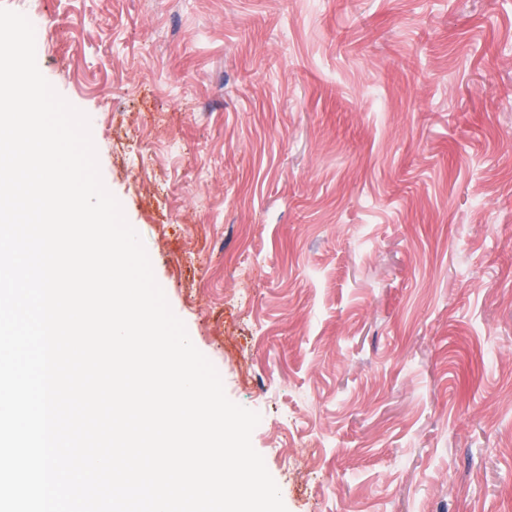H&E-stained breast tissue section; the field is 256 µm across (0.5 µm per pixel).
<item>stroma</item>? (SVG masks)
Returning <instances> with one entry per match:
<instances>
[{
	"label": "stroma",
	"mask_w": 512,
	"mask_h": 512,
	"mask_svg": "<svg viewBox=\"0 0 512 512\" xmlns=\"http://www.w3.org/2000/svg\"><path fill=\"white\" fill-rule=\"evenodd\" d=\"M287 512H512V0H0Z\"/></svg>",
	"instance_id": "obj_1"
}]
</instances>
